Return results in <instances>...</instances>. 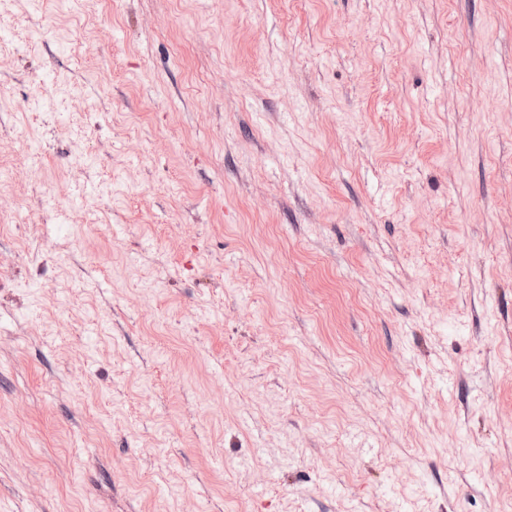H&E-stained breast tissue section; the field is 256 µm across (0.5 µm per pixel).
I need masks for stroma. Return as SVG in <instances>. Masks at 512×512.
<instances>
[{
  "mask_svg": "<svg viewBox=\"0 0 512 512\" xmlns=\"http://www.w3.org/2000/svg\"><path fill=\"white\" fill-rule=\"evenodd\" d=\"M0 512H512V0H0Z\"/></svg>",
  "mask_w": 512,
  "mask_h": 512,
  "instance_id": "1",
  "label": "stroma"
}]
</instances>
